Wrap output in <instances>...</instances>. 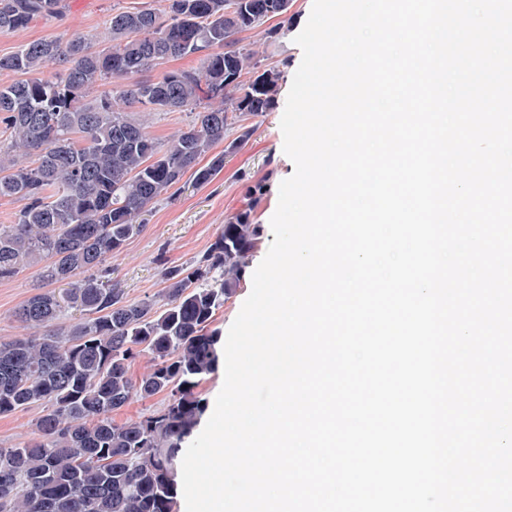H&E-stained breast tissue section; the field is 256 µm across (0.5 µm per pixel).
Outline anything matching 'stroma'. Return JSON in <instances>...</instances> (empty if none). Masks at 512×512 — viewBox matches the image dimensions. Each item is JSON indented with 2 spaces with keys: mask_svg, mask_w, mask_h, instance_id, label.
Returning <instances> with one entry per match:
<instances>
[{
  "mask_svg": "<svg viewBox=\"0 0 512 512\" xmlns=\"http://www.w3.org/2000/svg\"><path fill=\"white\" fill-rule=\"evenodd\" d=\"M161 0H66L63 17L38 20L27 29L0 33V55L9 54L25 42L41 38L68 39L76 34L95 37L105 44L108 21L114 11H134L146 6L160 7ZM313 0H292L285 24L286 33L276 43L265 42L260 33L249 34L246 45L256 50L260 60L279 66L283 80L278 95L286 101L302 51L295 38L306 25ZM283 111L278 108L260 116L235 119L227 139L236 138L241 128L251 137L240 149L226 153L224 170L211 183L187 184L176 196L162 195L144 213L143 228L130 236L123 248L113 253L108 263L112 277L125 290L127 301L161 300L163 271L172 266L190 267L206 251L222 229L226 218L236 212L251 186L263 182L265 193L256 209L262 226L260 243L252 257L260 263L274 239L270 220L278 204L280 183L294 172V164L283 152L280 130ZM40 271L31 265L9 279H0V342L25 336L14 312L32 293Z\"/></svg>",
  "mask_w": 512,
  "mask_h": 512,
  "instance_id": "35a3bbf8",
  "label": "stroma"
}]
</instances>
